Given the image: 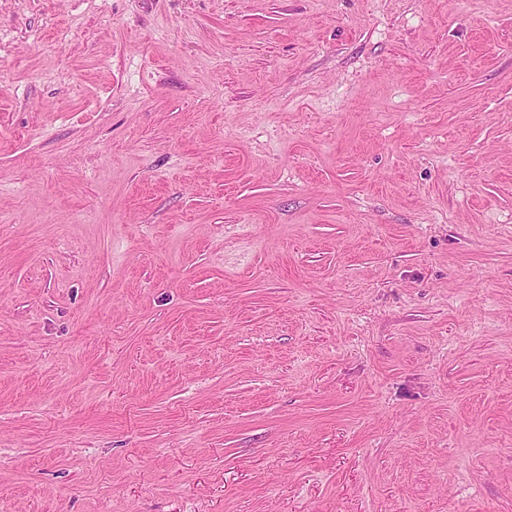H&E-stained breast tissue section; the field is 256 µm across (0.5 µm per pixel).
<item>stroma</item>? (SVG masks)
<instances>
[{
  "label": "stroma",
  "mask_w": 512,
  "mask_h": 512,
  "mask_svg": "<svg viewBox=\"0 0 512 512\" xmlns=\"http://www.w3.org/2000/svg\"><path fill=\"white\" fill-rule=\"evenodd\" d=\"M0 512H512V0H0Z\"/></svg>",
  "instance_id": "obj_1"
}]
</instances>
